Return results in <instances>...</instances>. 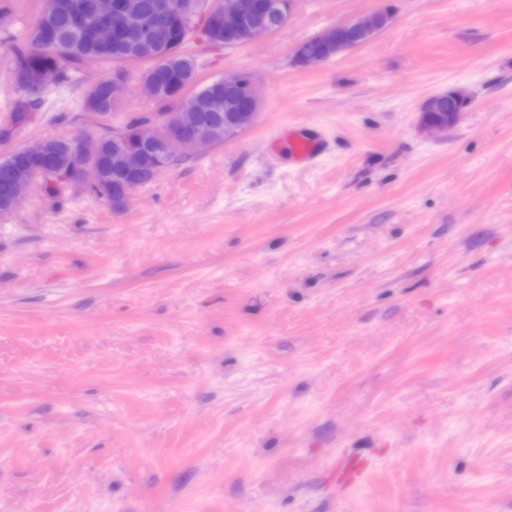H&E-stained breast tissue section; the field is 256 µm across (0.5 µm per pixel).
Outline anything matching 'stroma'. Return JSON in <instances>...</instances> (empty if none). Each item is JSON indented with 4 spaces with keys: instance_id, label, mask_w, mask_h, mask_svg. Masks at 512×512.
<instances>
[{
    "instance_id": "obj_1",
    "label": "stroma",
    "mask_w": 512,
    "mask_h": 512,
    "mask_svg": "<svg viewBox=\"0 0 512 512\" xmlns=\"http://www.w3.org/2000/svg\"><path fill=\"white\" fill-rule=\"evenodd\" d=\"M40 4L0 24V119ZM191 48L202 80L254 77L251 126L122 208L38 181L0 213V512H512V0H295ZM106 75L86 62L0 157L103 134L78 102ZM456 87L470 108L428 135ZM289 128L322 144L306 165L268 149ZM391 17L392 15L387 9H378L365 18L352 20L337 25L334 29L328 30L323 32L321 35H318V38L324 43L330 45L336 44V51L332 54L337 56L351 48L357 47L367 42L372 36H374L380 30L384 29L390 23ZM343 30L359 34L361 36L359 39L360 41L353 47L344 46L341 42V33ZM320 40H318L316 37L308 39L302 42L296 48L294 53L298 56L316 55L322 57L297 58L293 56L294 65L305 66L329 60L323 56L329 55L331 52ZM447 95L462 103L465 109H467L472 104V98L470 94L464 89H454L446 93L438 94L436 96L431 97L424 103V105L421 108L423 116V131H448V128L454 126L460 120L461 114L463 113L461 112L460 106L456 103H452L450 100H448V97H444ZM437 100L438 102L436 106L433 108ZM431 108L433 109L430 110ZM448 108L451 109L453 112H448ZM428 110L430 111L427 112ZM426 112L427 117L431 119H439L443 116V114H445V112H447L448 118L436 121L428 120L424 118V114Z\"/></svg>"
}]
</instances>
